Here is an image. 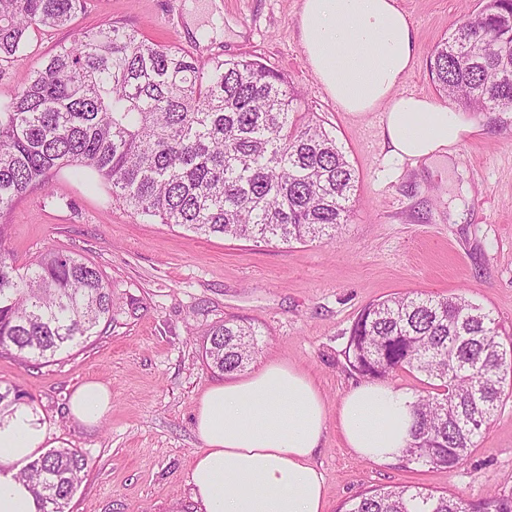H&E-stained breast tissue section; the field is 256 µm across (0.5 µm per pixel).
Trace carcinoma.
Returning a JSON list of instances; mask_svg holds the SVG:
<instances>
[{"label":"carcinoma","mask_w":512,"mask_h":512,"mask_svg":"<svg viewBox=\"0 0 512 512\" xmlns=\"http://www.w3.org/2000/svg\"><path fill=\"white\" fill-rule=\"evenodd\" d=\"M84 0H0V61L20 58L29 34L69 25ZM512 0H482L431 49L436 90L465 112H512ZM301 94L257 59L206 64L133 28L77 31L0 102V215L64 169L95 176L132 214L200 236L269 244L333 241L351 216L356 173L320 123L300 125ZM0 221V356L49 362L86 342L113 311L112 291L82 256L45 249L19 268ZM493 312L463 294L406 293L365 306L345 355L360 376L417 372L430 383L415 398L407 461L461 464L495 417L512 372V345L498 340ZM253 327L210 326L202 359L231 374L256 357ZM20 394L0 391V414ZM88 460L54 448L20 471L43 512H65ZM345 512H512V493L473 503L455 496L376 488Z\"/></svg>","instance_id":"1"}]
</instances>
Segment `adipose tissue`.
<instances>
[{
	"label": "adipose tissue",
	"mask_w": 512,
	"mask_h": 512,
	"mask_svg": "<svg viewBox=\"0 0 512 512\" xmlns=\"http://www.w3.org/2000/svg\"><path fill=\"white\" fill-rule=\"evenodd\" d=\"M299 43L313 75L341 111L376 112L388 160L417 164L454 158L472 128L437 100L402 92L416 46L397 0H301ZM413 396L382 381H365L328 407L314 379L281 360L245 376L231 375L196 399L194 431L202 443L191 468L201 512H327L325 477L313 462L329 422L358 458H400L414 421ZM111 392L87 382L72 394L73 418L96 425ZM47 431L27 408L0 418V512H40L19 472L45 443Z\"/></svg>",
	"instance_id": "1"
}]
</instances>
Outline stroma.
Listing matches in <instances>:
<instances>
[{
	"label": "stroma",
	"mask_w": 512,
	"mask_h": 512,
	"mask_svg": "<svg viewBox=\"0 0 512 512\" xmlns=\"http://www.w3.org/2000/svg\"><path fill=\"white\" fill-rule=\"evenodd\" d=\"M224 25L202 35L187 26V0H86L71 26L31 31L21 60L0 64V100L74 31L107 24L165 45L214 56H256L284 72L304 109L344 147L359 177L351 221L333 243L285 246L221 236L134 217L101 189L62 172L51 190H30L6 221L17 266L46 248L81 254L112 289L115 323L56 361L31 367L0 356V385L23 395L47 430L46 447L78 449L85 477L66 512H197L189 472L201 443L196 398L222 373L202 360L204 335L220 320L255 327L257 362L279 358L307 370L328 405L361 378L346 360L349 330L367 304L396 293L465 294L493 311L499 339L512 341V121L470 115L474 126L452 164L392 165L380 116L353 119L315 79L299 44L300 0H221ZM416 38L402 89L437 97L431 48L479 0H398ZM138 299V316L127 313ZM97 381L112 408L89 426L68 412L73 391ZM314 462L330 512L375 487L419 486L470 501L512 492V389L477 447L448 470L358 459L329 424Z\"/></svg>",
	"instance_id": "stroma-1"
}]
</instances>
